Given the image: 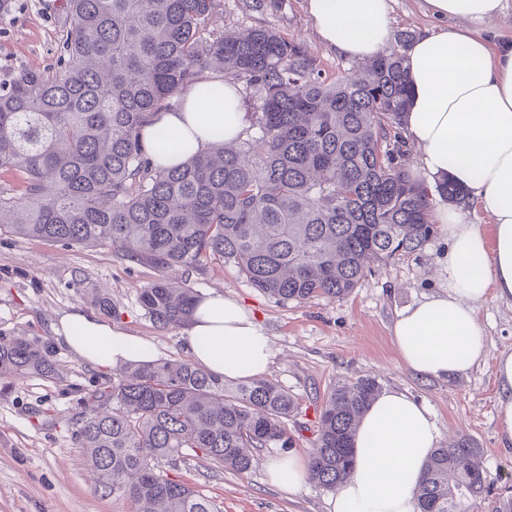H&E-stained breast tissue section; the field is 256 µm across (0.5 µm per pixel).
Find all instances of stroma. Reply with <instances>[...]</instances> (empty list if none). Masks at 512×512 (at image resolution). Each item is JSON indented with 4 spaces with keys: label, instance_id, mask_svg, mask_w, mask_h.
<instances>
[{
    "label": "stroma",
    "instance_id": "obj_1",
    "mask_svg": "<svg viewBox=\"0 0 512 512\" xmlns=\"http://www.w3.org/2000/svg\"><path fill=\"white\" fill-rule=\"evenodd\" d=\"M390 7L394 34L415 35L435 25L425 0H390ZM64 17L63 0H5L0 7V80L20 67L53 71ZM259 26L302 42L328 77L353 64L320 43L305 0H279L261 12L243 10L238 0H223L218 30ZM447 246L446 234L437 233L422 250L368 274L340 300L281 302L252 288L232 264L218 261L190 272L188 282L198 294L224 293L256 316L273 348L266 376L299 403L297 416L288 422L298 450L310 453L311 429L330 389L371 377L382 390L426 402L440 429V446L463 435L471 438L481 450L490 491L498 494L512 490V447H502L497 434L493 366L501 352L512 351V302L490 299L478 306L486 356L478 366L445 380L419 376L404 366L391 336L401 310L441 291L445 276L439 260ZM157 276L156 270L121 260L105 246L0 235V338L47 343L59 370L51 380L0 381V512H127L126 504L95 491L71 439L82 414L81 391L102 374L64 346L52 325L64 312L90 311L84 292L71 286L81 278L109 294L114 325L152 343L160 358H188L183 329H159L139 307V289ZM279 454L276 448L262 449L246 474L211 470L191 456L168 474L213 497L222 512H330L333 492L310 481L292 495L267 483L265 464Z\"/></svg>",
    "mask_w": 512,
    "mask_h": 512
}]
</instances>
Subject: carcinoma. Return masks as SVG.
Segmentation results:
<instances>
[{
    "label": "carcinoma",
    "mask_w": 512,
    "mask_h": 512,
    "mask_svg": "<svg viewBox=\"0 0 512 512\" xmlns=\"http://www.w3.org/2000/svg\"><path fill=\"white\" fill-rule=\"evenodd\" d=\"M57 70L21 69L0 81V233L109 246L160 276L140 289L160 329L184 326L199 295L168 272L207 260L279 301L343 299L365 273L422 249L436 235L433 194L405 161L410 100L404 49L330 79L302 43L268 28L215 32L221 0H65ZM213 69L245 84L249 125L178 167L145 158L153 113ZM182 139L160 136L178 153ZM92 305L112 299L89 288ZM57 377L48 346L0 339V380ZM379 394L373 378L327 394L308 479L336 490L353 470L357 424ZM72 432L95 489L129 512H219L169 477L189 455L246 473L253 451L292 448L295 398L267 378L233 381L189 359L134 362L83 396ZM488 486L480 449L462 437L437 448L418 489L420 512H469Z\"/></svg>",
    "instance_id": "carcinoma-1"
}]
</instances>
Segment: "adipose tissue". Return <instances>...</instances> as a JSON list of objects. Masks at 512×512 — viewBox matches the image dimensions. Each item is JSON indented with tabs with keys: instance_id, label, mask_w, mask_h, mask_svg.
<instances>
[{
	"instance_id": "obj_1",
	"label": "adipose tissue",
	"mask_w": 512,
	"mask_h": 512,
	"mask_svg": "<svg viewBox=\"0 0 512 512\" xmlns=\"http://www.w3.org/2000/svg\"><path fill=\"white\" fill-rule=\"evenodd\" d=\"M438 29L415 35L406 50L411 89L404 133L420 151V178L452 181L461 203L438 204L433 219L448 236L441 257L444 292L403 309L392 327L393 343L410 370L445 379L478 365L486 337L476 315L487 299L512 301V41L493 43L483 28L496 20L504 0H425ZM321 42L351 59L376 56L390 42L389 0H307ZM224 90L214 110L213 88ZM237 84L207 74L182 91L178 108L153 114L142 142L153 161L175 167L211 145L214 124L225 140L244 129ZM179 132L184 150L155 152V134ZM486 215L491 230L467 221L469 208ZM53 331L92 367L110 372L136 361L156 360L154 345L80 310L62 314ZM194 362L231 380L264 375L273 357L255 317L221 294L199 298L185 329ZM498 435L512 445V352L495 364ZM440 431L431 410L407 393H380L364 413L354 438L355 473L336 491L331 512H419L417 487ZM308 471L294 451L272 460L269 484L293 493Z\"/></svg>"
}]
</instances>
